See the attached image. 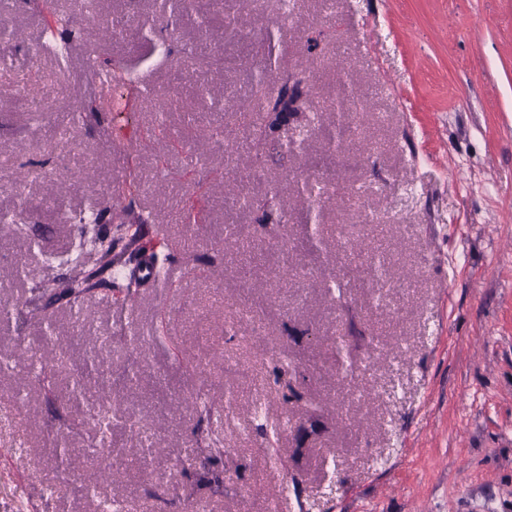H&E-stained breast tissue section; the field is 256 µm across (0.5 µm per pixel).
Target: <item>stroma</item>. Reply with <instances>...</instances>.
I'll use <instances>...</instances> for the list:
<instances>
[{
	"mask_svg": "<svg viewBox=\"0 0 512 512\" xmlns=\"http://www.w3.org/2000/svg\"><path fill=\"white\" fill-rule=\"evenodd\" d=\"M102 7L136 11L154 27L126 32L92 63L86 44L97 30L87 22L65 59L38 51L74 0H51L47 10L21 4L7 18L17 39L13 68L0 69V157L49 169L61 162V137L90 151L70 159L66 190L31 184L20 233L0 229V358L50 350L47 333L109 340L114 405L161 434L155 456L173 480L158 486L131 465L103 490L129 512H512V0H296L293 19L269 32L263 16L273 0H195L174 32L159 21L168 0ZM236 18L252 41L233 33ZM259 56L271 61V83L300 58L316 83L302 111L286 113L254 151L236 111ZM117 63L124 83L100 84ZM345 79L364 114L317 221L301 173L308 156L334 149L331 100ZM20 80L51 103L53 135L12 99ZM78 106L91 110L89 122H70ZM224 125L243 152L214 143L204 165H186L188 137ZM241 158L260 162L250 195L276 187L274 204L291 220L286 249L274 250L261 210L239 212L252 248L234 263L224 253V179ZM118 189L125 210L153 218L139 236L113 214ZM191 195L201 196L205 223H176ZM88 208L101 216L95 229L111 239V257L77 253L76 226L59 218ZM157 223L166 237L154 234ZM369 224L387 226L389 275L408 286L380 305L363 271L335 304L322 281L339 274L346 243ZM140 249L178 279L129 287L116 271ZM285 261L303 275L279 298L272 283ZM244 265L264 306L259 340L236 331L229 305ZM78 273L80 302L55 294ZM44 306L55 316L49 330L32 315ZM216 351L227 366L211 367L206 382L192 378L189 368ZM342 354L354 362L350 384L340 379ZM200 388L230 406L211 423L225 454L206 468L207 437L180 406ZM71 389L69 373L46 384L19 369L0 374V512H98L87 492L93 438L59 432L83 408L78 398L60 405ZM55 438L66 460L55 458ZM30 458L68 478L64 498H42ZM212 470L223 473V490L209 484Z\"/></svg>",
	"mask_w": 512,
	"mask_h": 512,
	"instance_id": "35a3bbf8",
	"label": "stroma"
}]
</instances>
